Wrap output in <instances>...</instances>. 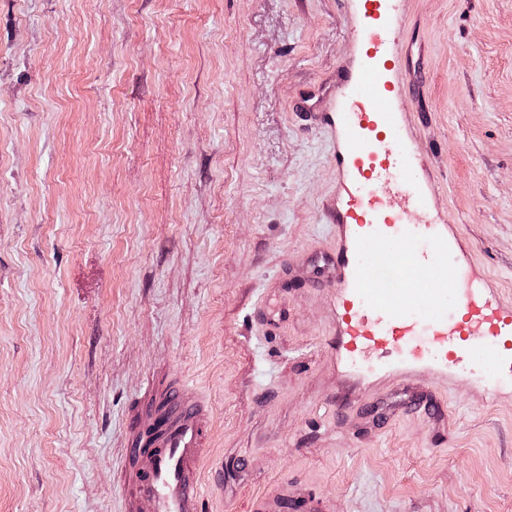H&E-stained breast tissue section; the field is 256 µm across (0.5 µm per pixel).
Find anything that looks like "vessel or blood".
<instances>
[{
	"instance_id": "1",
	"label": "vessel or blood",
	"mask_w": 512,
	"mask_h": 512,
	"mask_svg": "<svg viewBox=\"0 0 512 512\" xmlns=\"http://www.w3.org/2000/svg\"><path fill=\"white\" fill-rule=\"evenodd\" d=\"M367 99L369 109L355 113L357 133L339 160L350 175L345 191L352 213L336 217L337 223L352 224L362 233L375 226L371 206L375 194L366 188L368 178L360 162L376 149L377 127L391 124L389 113L380 109L379 96L371 93ZM451 279L459 289L458 305L468 319V335H512V318L493 329L472 320V313L491 309V300L462 272L453 271ZM210 416L207 397L189 385L180 382L153 390L149 401L131 417L125 462L131 477L126 498L129 512H203L201 471L207 456Z\"/></svg>"
}]
</instances>
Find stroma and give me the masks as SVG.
I'll use <instances>...</instances> for the list:
<instances>
[{
	"label": "stroma",
	"mask_w": 512,
	"mask_h": 512,
	"mask_svg": "<svg viewBox=\"0 0 512 512\" xmlns=\"http://www.w3.org/2000/svg\"><path fill=\"white\" fill-rule=\"evenodd\" d=\"M367 83L400 221L359 239ZM382 235L430 275L369 343ZM458 265L512 309V0H0V512H125L130 416L173 381L210 400L208 512H512V348L432 347ZM368 99L369 108L374 112H364V106L358 104L357 111L353 113L356 135L345 155H342L339 164L342 169H346L350 175L348 185H345V191L349 198V207L353 215L336 214L337 224H352L362 234L372 230L376 225V211L372 209L371 203L376 196L374 191L366 189V184L370 177L362 173L360 165L367 155L375 153L377 138L375 131L379 124L384 127H390L391 117L389 112H380V96L374 93H365Z\"/></svg>",
	"instance_id": "35a3bbf8"
}]
</instances>
